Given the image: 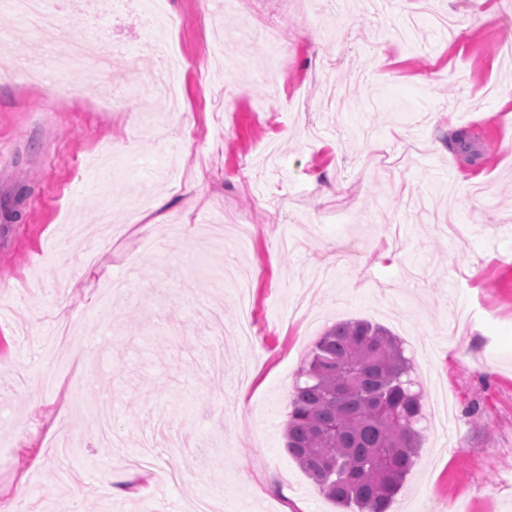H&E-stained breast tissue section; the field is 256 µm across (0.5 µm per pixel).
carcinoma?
Wrapping results in <instances>:
<instances>
[{
    "instance_id": "obj_1",
    "label": "carcinoma",
    "mask_w": 512,
    "mask_h": 512,
    "mask_svg": "<svg viewBox=\"0 0 512 512\" xmlns=\"http://www.w3.org/2000/svg\"><path fill=\"white\" fill-rule=\"evenodd\" d=\"M391 334L341 321L316 343L294 387L286 450L346 512H389L416 464L421 394Z\"/></svg>"
}]
</instances>
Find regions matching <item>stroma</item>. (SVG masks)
I'll list each match as a JSON object with an SVG mask.
<instances>
[{
	"instance_id": "stroma-1",
	"label": "stroma",
	"mask_w": 512,
	"mask_h": 512,
	"mask_svg": "<svg viewBox=\"0 0 512 512\" xmlns=\"http://www.w3.org/2000/svg\"><path fill=\"white\" fill-rule=\"evenodd\" d=\"M41 0L110 70L56 58L51 36L13 39L0 15V507L139 512L124 467L144 430L182 447L158 463V512L218 497L223 512H340L288 455L292 386L323 332L363 319L398 337L447 434H423L390 512H512V7L494 0ZM288 61L271 68L263 39ZM179 53V108L149 89L154 47ZM474 133L475 178L448 125ZM144 225L112 240L105 276L68 225L101 209ZM71 323L86 391L45 387L44 340ZM262 363H255V356ZM36 396L39 413L28 409ZM27 496L15 501L18 485Z\"/></svg>"
}]
</instances>
